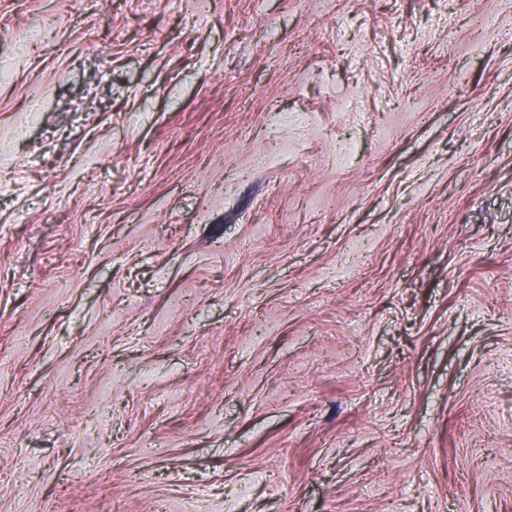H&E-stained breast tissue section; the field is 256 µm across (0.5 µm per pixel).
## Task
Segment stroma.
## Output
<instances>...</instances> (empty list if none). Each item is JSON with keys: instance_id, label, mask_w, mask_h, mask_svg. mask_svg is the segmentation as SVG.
Here are the masks:
<instances>
[{"instance_id": "1", "label": "stroma", "mask_w": 512, "mask_h": 512, "mask_svg": "<svg viewBox=\"0 0 512 512\" xmlns=\"http://www.w3.org/2000/svg\"><path fill=\"white\" fill-rule=\"evenodd\" d=\"M512 512V0H0V512Z\"/></svg>"}]
</instances>
